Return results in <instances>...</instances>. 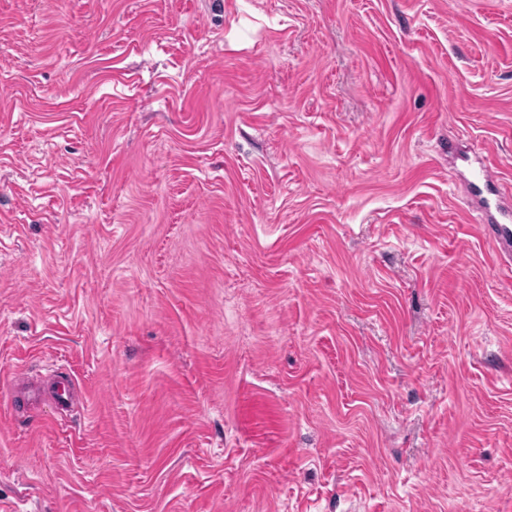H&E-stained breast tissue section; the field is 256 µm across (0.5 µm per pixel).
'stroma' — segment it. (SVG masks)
Instances as JSON below:
<instances>
[{"instance_id":"35a3bbf8","label":"stroma","mask_w":512,"mask_h":512,"mask_svg":"<svg viewBox=\"0 0 512 512\" xmlns=\"http://www.w3.org/2000/svg\"><path fill=\"white\" fill-rule=\"evenodd\" d=\"M505 210L512 0H0V512H512ZM483 234L493 245V255L496 262H512V225L484 224Z\"/></svg>"}]
</instances>
